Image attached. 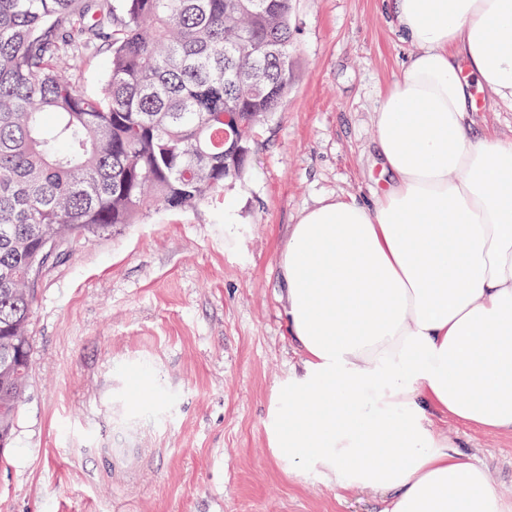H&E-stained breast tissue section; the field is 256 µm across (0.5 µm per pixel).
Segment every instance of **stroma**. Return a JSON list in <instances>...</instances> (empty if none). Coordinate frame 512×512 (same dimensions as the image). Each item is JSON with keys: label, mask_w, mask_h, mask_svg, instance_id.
Returning <instances> with one entry per match:
<instances>
[{"label": "stroma", "mask_w": 512, "mask_h": 512, "mask_svg": "<svg viewBox=\"0 0 512 512\" xmlns=\"http://www.w3.org/2000/svg\"><path fill=\"white\" fill-rule=\"evenodd\" d=\"M298 75L223 196L72 238L35 286L30 379L0 455V512H384L367 489L293 477L269 448L275 387L300 355L277 257L290 224L327 199L378 189L374 119L410 53L383 0H294ZM139 364L155 398L135 424L153 449L136 485L112 381ZM512 499V434L434 418Z\"/></svg>", "instance_id": "stroma-1"}]
</instances>
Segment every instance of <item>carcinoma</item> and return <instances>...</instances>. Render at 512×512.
<instances>
[{"instance_id": "1", "label": "carcinoma", "mask_w": 512, "mask_h": 512, "mask_svg": "<svg viewBox=\"0 0 512 512\" xmlns=\"http://www.w3.org/2000/svg\"><path fill=\"white\" fill-rule=\"evenodd\" d=\"M291 14L292 0H0V455L29 384L33 269L241 177L294 81ZM101 51L91 95L75 61Z\"/></svg>"}]
</instances>
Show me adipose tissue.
<instances>
[{"mask_svg":"<svg viewBox=\"0 0 512 512\" xmlns=\"http://www.w3.org/2000/svg\"><path fill=\"white\" fill-rule=\"evenodd\" d=\"M414 51L375 119L385 188L307 209L278 254L301 361L268 437L289 475L388 496L386 512H512L431 419L512 433V0H389ZM480 112H475L474 119L477 127L497 133L499 136L512 137V109L508 105H495L491 99L479 101Z\"/></svg>","mask_w":512,"mask_h":512,"instance_id":"1","label":"adipose tissue"}]
</instances>
